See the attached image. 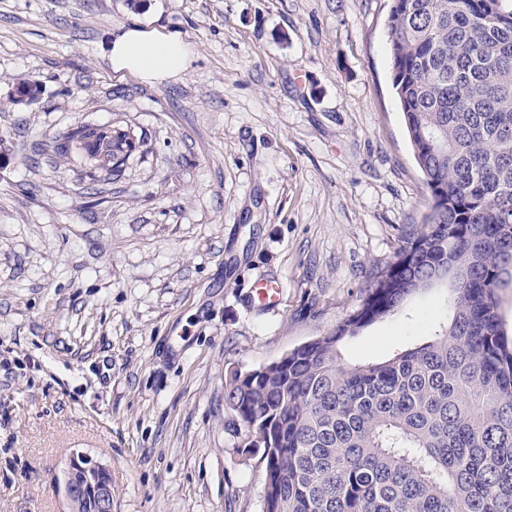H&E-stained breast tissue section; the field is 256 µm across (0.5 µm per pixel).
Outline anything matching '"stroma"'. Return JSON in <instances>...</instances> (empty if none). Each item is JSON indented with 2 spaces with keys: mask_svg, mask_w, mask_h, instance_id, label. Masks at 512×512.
Returning <instances> with one entry per match:
<instances>
[{
  "mask_svg": "<svg viewBox=\"0 0 512 512\" xmlns=\"http://www.w3.org/2000/svg\"><path fill=\"white\" fill-rule=\"evenodd\" d=\"M389 5L0 0V512H63L76 451L110 467L113 512H262L225 368L334 330L430 213ZM134 22L179 31L187 71L116 76L112 37ZM25 80L43 92L14 103ZM86 121L143 139L120 177L41 154ZM446 320L445 289L426 290L341 361L388 359Z\"/></svg>",
  "mask_w": 512,
  "mask_h": 512,
  "instance_id": "35a3bbf8",
  "label": "stroma"
}]
</instances>
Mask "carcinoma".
I'll return each mask as SVG.
<instances>
[{"mask_svg":"<svg viewBox=\"0 0 512 512\" xmlns=\"http://www.w3.org/2000/svg\"><path fill=\"white\" fill-rule=\"evenodd\" d=\"M395 90L432 219L372 273L336 328L256 369L229 367L224 405L265 462L267 512H512V340L500 293L512 266V0H391ZM18 100H36L24 80ZM52 152L122 171L133 131L84 122ZM449 267L450 321L384 361L339 347Z\"/></svg>","mask_w":512,"mask_h":512,"instance_id":"obj_1","label":"carcinoma"}]
</instances>
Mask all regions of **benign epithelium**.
<instances>
[{
  "mask_svg": "<svg viewBox=\"0 0 512 512\" xmlns=\"http://www.w3.org/2000/svg\"><path fill=\"white\" fill-rule=\"evenodd\" d=\"M58 486L64 512H112L111 470L86 452L70 457L58 477Z\"/></svg>",
  "mask_w": 512,
  "mask_h": 512,
  "instance_id": "7a95c632",
  "label": "benign epithelium"
}]
</instances>
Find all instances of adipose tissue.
<instances>
[{"mask_svg":"<svg viewBox=\"0 0 512 512\" xmlns=\"http://www.w3.org/2000/svg\"><path fill=\"white\" fill-rule=\"evenodd\" d=\"M191 51L180 33L162 32L135 24L114 38L110 51L112 70L148 83L179 77L188 68Z\"/></svg>","mask_w":512,"mask_h":512,"instance_id":"ef3b65f1","label":"adipose tissue"}]
</instances>
